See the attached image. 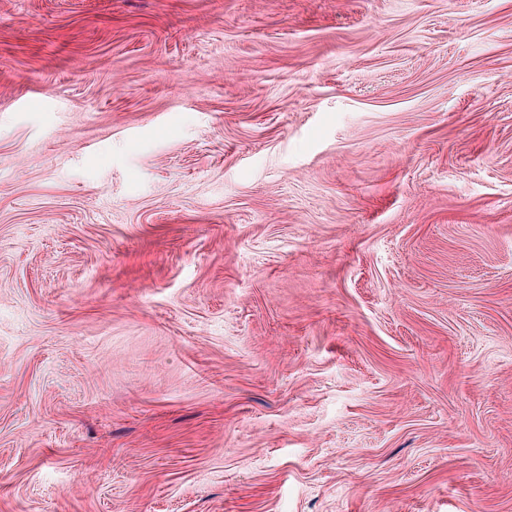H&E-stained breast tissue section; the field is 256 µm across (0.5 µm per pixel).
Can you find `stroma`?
<instances>
[{"label": "stroma", "instance_id": "stroma-1", "mask_svg": "<svg viewBox=\"0 0 512 512\" xmlns=\"http://www.w3.org/2000/svg\"><path fill=\"white\" fill-rule=\"evenodd\" d=\"M0 512H512V0H0Z\"/></svg>", "mask_w": 512, "mask_h": 512}]
</instances>
